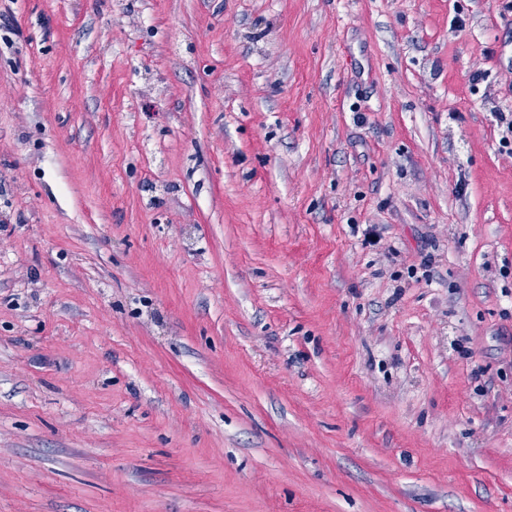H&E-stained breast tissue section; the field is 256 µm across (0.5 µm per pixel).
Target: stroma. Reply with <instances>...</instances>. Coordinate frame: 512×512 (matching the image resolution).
Wrapping results in <instances>:
<instances>
[{"instance_id":"stroma-1","label":"stroma","mask_w":512,"mask_h":512,"mask_svg":"<svg viewBox=\"0 0 512 512\" xmlns=\"http://www.w3.org/2000/svg\"><path fill=\"white\" fill-rule=\"evenodd\" d=\"M512 0H0V512H512Z\"/></svg>"}]
</instances>
